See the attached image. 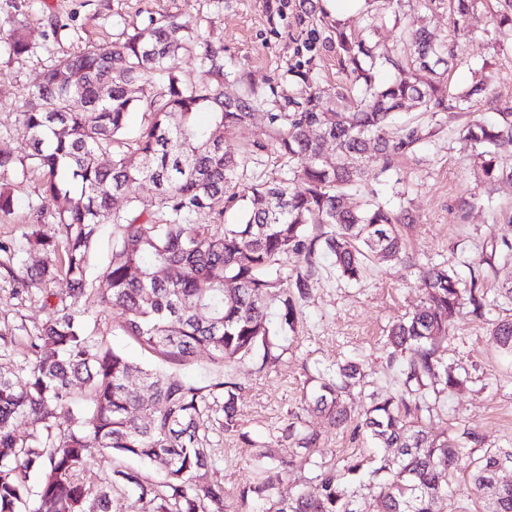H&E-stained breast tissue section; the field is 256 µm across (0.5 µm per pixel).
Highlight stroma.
I'll return each instance as SVG.
<instances>
[{
	"instance_id": "stroma-1",
	"label": "stroma",
	"mask_w": 512,
	"mask_h": 512,
	"mask_svg": "<svg viewBox=\"0 0 512 512\" xmlns=\"http://www.w3.org/2000/svg\"><path fill=\"white\" fill-rule=\"evenodd\" d=\"M497 10L498 0H477L473 12L456 23L449 19L448 0L429 5L402 0L394 12L384 8L383 0H370L346 26L351 32L363 31L369 16L378 15L372 39L389 50L403 27L429 24L445 46L449 93L466 90L478 78L497 104L506 105L512 103V41L499 33ZM163 16L223 38L224 90L229 95L239 94L241 78L263 88L284 82L296 69L310 70L320 88L331 94L357 87L354 74L342 67L335 45L326 39L332 21L322 0H0V151L27 159L24 171L0 177V190L13 197L11 211L0 212V241L18 240L29 232L31 209L43 203V175L28 157L29 137L21 120L23 102L43 71L58 59L111 44L121 32ZM18 24L31 44L30 52L20 57L10 54L4 42ZM402 115L422 128L419 150L402 161L397 177L369 174L361 193L411 210L414 221L403 234L417 265L373 266L356 284L323 267L311 280L308 297L298 303L296 332L274 339L280 359L264 366L255 360L238 366L237 378L244 385L239 400L244 434L212 435L216 465L210 476L223 483L228 512H255L254 502L240 498L254 478L251 462L262 456L274 464L295 451V443L282 436L292 419L316 430L319 443L309 460L290 470L279 495L315 490V476L341 467L349 456L372 457L373 448L354 439L352 426L330 424L309 406L307 395L319 375L333 373L348 360L363 363L367 374L362 390L350 398L352 406H364L368 393L391 389L396 371L387 364L388 329L421 305L420 265L443 264L465 280L478 273L491 307L488 317L479 319L466 303L451 319L440 352L465 385L448 394L432 434L471 428L485 445L512 448V351L501 348L491 334L492 320L512 316V303L500 296L502 286L512 283V259L498 256L489 265L479 262L483 248L504 237L512 239V183L486 182L460 138L468 122L491 118L492 112L481 100L467 112L410 107ZM465 200L472 201L471 209H461ZM86 306L109 345L137 361L157 364L156 356L121 329L116 313L102 311L92 298ZM47 316L40 285L20 288L0 268V329L12 330L14 339L0 356V366L24 360L29 334Z\"/></svg>"
}]
</instances>
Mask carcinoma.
Returning <instances> with one entry per match:
<instances>
[{
	"label": "carcinoma",
	"instance_id": "1",
	"mask_svg": "<svg viewBox=\"0 0 512 512\" xmlns=\"http://www.w3.org/2000/svg\"><path fill=\"white\" fill-rule=\"evenodd\" d=\"M499 29L512 38V0H501ZM9 52L30 44L23 26L7 36ZM336 47L360 81L348 105H329L307 71L288 89L265 92L248 84L242 95L224 94V44L207 31L173 17L150 19L107 46L87 48L56 61L28 93L21 112L33 159L43 171L42 193L54 204L35 209L32 230L0 242L8 266L27 285L63 279L68 291L44 289L49 318L30 337L29 355L0 369V512H112L114 495L130 490L152 512H226L224 486L209 479L214 466L209 434L214 423L238 433L242 384L235 365L255 355L277 358L273 336L295 330V300L305 298L320 252L333 259L338 277L360 282L369 262L411 263L400 227L409 212L375 198L351 201L373 164L382 174L416 153V126L396 116L411 102L424 112L466 109L485 88L474 81L448 103L436 73L442 48L425 27L402 38V54L382 57L377 45L336 28ZM185 57L197 80L179 75ZM390 65L394 76L376 82L374 69ZM147 121L126 138L128 114ZM267 110L263 138L239 150L224 149L222 133L248 124ZM492 122L461 132L489 180L512 179V107L496 109ZM273 148L288 158L277 179L240 178L259 153ZM149 182L152 209L141 207L131 187ZM118 199L123 207L115 206ZM242 202L233 224L224 209ZM221 221L222 232L200 219ZM60 226L62 242L39 226ZM312 224L323 232L310 236ZM112 227V250L95 272V248ZM299 264L295 274L288 264ZM423 306L391 326L389 364L400 388L369 394L354 435L385 450L375 467L352 458L344 474L317 476L315 494L288 498L274 493L286 469L259 459L255 479L241 498L264 503L262 512H362L360 499L374 491L382 512H450L454 480L483 500V512H512V481L497 479L512 468V448H487L472 458L482 438L472 429L437 438L428 424L440 394L461 385L438 354L462 280L445 266L419 268ZM98 298L120 312L121 329L141 349L174 364L205 350L215 372L205 382L143 367L108 346L86 319L83 300ZM491 335L512 350V317L492 323ZM137 376L140 387L130 385ZM364 381L349 360L337 378H320L310 398L338 426L351 420L344 394ZM42 424L23 437L14 421ZM284 438L309 452L314 432L289 423ZM137 459L158 467L163 481L117 466L99 475L87 465L97 454Z\"/></svg>",
	"mask_w": 512,
	"mask_h": 512
}]
</instances>
